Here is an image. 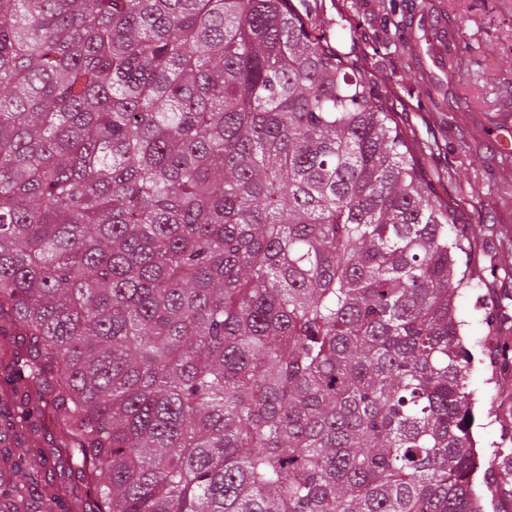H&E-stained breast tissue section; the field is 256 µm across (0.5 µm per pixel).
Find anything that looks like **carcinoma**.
I'll use <instances>...</instances> for the list:
<instances>
[{
	"mask_svg": "<svg viewBox=\"0 0 512 512\" xmlns=\"http://www.w3.org/2000/svg\"><path fill=\"white\" fill-rule=\"evenodd\" d=\"M465 240L309 0H0V512H483ZM39 439L41 447L48 457L49 468L45 477L42 476V478H39V483L40 481L48 478H53L58 482L66 483L72 493L73 500L76 501L75 498H80L83 494L80 488L78 475L75 471L72 473L68 471L66 453L64 451H60L53 426L47 419L44 422L40 421Z\"/></svg>",
	"mask_w": 512,
	"mask_h": 512,
	"instance_id": "cac0c4a2",
	"label": "carcinoma"
}]
</instances>
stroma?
I'll return each mask as SVG.
<instances>
[{
    "instance_id": "stroma-1",
    "label": "stroma",
    "mask_w": 512,
    "mask_h": 512,
    "mask_svg": "<svg viewBox=\"0 0 512 512\" xmlns=\"http://www.w3.org/2000/svg\"><path fill=\"white\" fill-rule=\"evenodd\" d=\"M341 51L393 109L437 196L468 229L461 265L472 282L457 300L473 356V433L487 472L485 512H512V155L498 133L512 125V0H313ZM447 33L434 67L435 29ZM48 475L81 496L51 422L40 424Z\"/></svg>"
}]
</instances>
